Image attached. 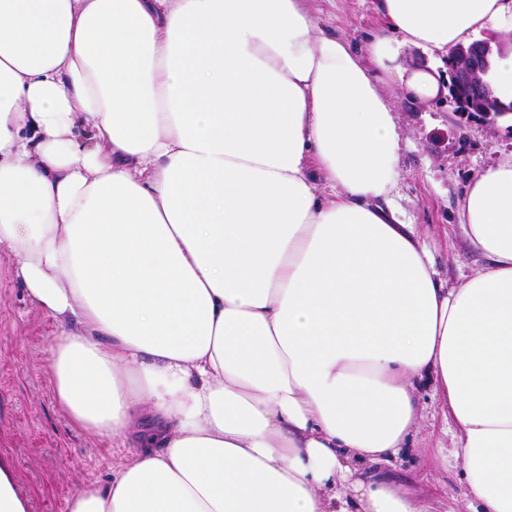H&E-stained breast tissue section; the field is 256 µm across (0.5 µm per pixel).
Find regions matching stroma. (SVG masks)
I'll return each mask as SVG.
<instances>
[{"label": "stroma", "mask_w": 512, "mask_h": 512, "mask_svg": "<svg viewBox=\"0 0 512 512\" xmlns=\"http://www.w3.org/2000/svg\"><path fill=\"white\" fill-rule=\"evenodd\" d=\"M319 30L359 45L381 27L376 0H305ZM404 141L392 193L407 221L426 238L441 280L455 285L488 265L459 226L458 205L472 175L512 157V125L480 127L459 121L445 93L422 98L385 87ZM54 326L27 297L7 250H0V455L15 466L31 512H67V499L90 483L107 482L125 449L73 428L57 407L48 374ZM423 417L405 456L367 465L364 480L394 481L431 498L438 512H457L440 494L459 484L456 465L424 469L430 448L444 441L443 419L428 390L419 393Z\"/></svg>", "instance_id": "35a3bbf8"}]
</instances>
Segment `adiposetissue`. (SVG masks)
<instances>
[{"mask_svg": "<svg viewBox=\"0 0 512 512\" xmlns=\"http://www.w3.org/2000/svg\"><path fill=\"white\" fill-rule=\"evenodd\" d=\"M360 49L302 0H0V246L54 322L70 423L127 437L68 512H435L359 464L400 455L431 388L468 512H512V161L437 278L384 205L399 62L512 34V0H378Z\"/></svg>", "mask_w": 512, "mask_h": 512, "instance_id": "1", "label": "adipose tissue"}]
</instances>
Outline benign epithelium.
<instances>
[{
	"label": "benign epithelium",
	"instance_id": "7a95c632",
	"mask_svg": "<svg viewBox=\"0 0 512 512\" xmlns=\"http://www.w3.org/2000/svg\"><path fill=\"white\" fill-rule=\"evenodd\" d=\"M490 48L489 41H475L466 46L454 47L447 57V89L451 90L465 108L458 115L473 112L477 114L476 120L483 124H494L500 118L512 116V107L494 101L484 89V61Z\"/></svg>",
	"mask_w": 512,
	"mask_h": 512
}]
</instances>
